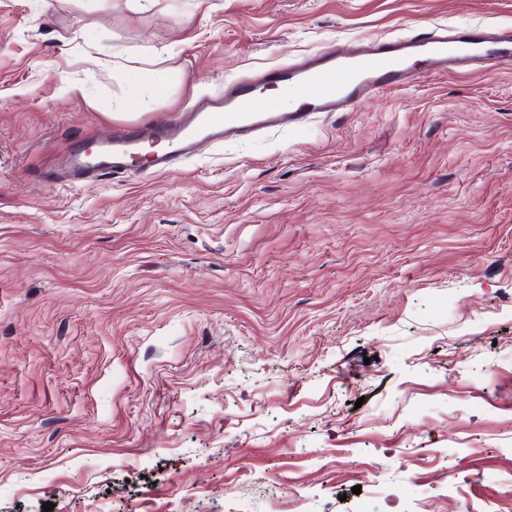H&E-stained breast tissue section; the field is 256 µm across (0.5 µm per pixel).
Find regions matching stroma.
I'll use <instances>...</instances> for the list:
<instances>
[{
    "label": "stroma",
    "mask_w": 512,
    "mask_h": 512,
    "mask_svg": "<svg viewBox=\"0 0 512 512\" xmlns=\"http://www.w3.org/2000/svg\"><path fill=\"white\" fill-rule=\"evenodd\" d=\"M512 0H0V512H512V70L50 181L225 82ZM165 81L119 110L124 76ZM360 494H353V487ZM164 92L165 86L162 81H158L151 87L138 89L128 107H133L136 110L150 109L164 95Z\"/></svg>",
    "instance_id": "35a3bbf8"
}]
</instances>
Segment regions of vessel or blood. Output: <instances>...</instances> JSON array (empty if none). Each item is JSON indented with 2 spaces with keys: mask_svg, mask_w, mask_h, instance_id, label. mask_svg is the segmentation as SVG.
<instances>
[{
  "mask_svg": "<svg viewBox=\"0 0 512 512\" xmlns=\"http://www.w3.org/2000/svg\"><path fill=\"white\" fill-rule=\"evenodd\" d=\"M422 57L429 69L468 72L471 63L491 71L512 66V29L491 33L481 28H442L433 35L403 41H375L346 49H329L305 61L276 66L253 79L225 84L223 93L158 126H132L92 140L69 153L75 180L123 174L136 166L166 173L195 156L200 140L246 137L261 130L300 126L314 112H347L379 92L409 83V61ZM284 84L304 98L288 112L273 109L269 87Z\"/></svg>",
  "mask_w": 512,
  "mask_h": 512,
  "instance_id": "obj_1",
  "label": "vessel or blood"
}]
</instances>
